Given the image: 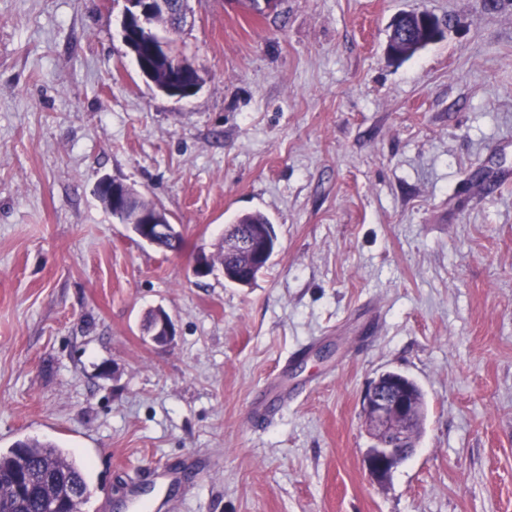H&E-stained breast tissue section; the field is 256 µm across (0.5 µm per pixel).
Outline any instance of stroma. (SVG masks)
Instances as JSON below:
<instances>
[{
	"label": "stroma",
	"instance_id": "35a3bbf8",
	"mask_svg": "<svg viewBox=\"0 0 512 512\" xmlns=\"http://www.w3.org/2000/svg\"><path fill=\"white\" fill-rule=\"evenodd\" d=\"M124 6L0 0V450L72 452L82 512H512V0H189L181 101ZM420 10L442 38L392 60ZM105 176L182 251L115 223ZM254 211L269 268L195 278ZM387 371L425 419L377 483L362 398Z\"/></svg>",
	"mask_w": 512,
	"mask_h": 512
}]
</instances>
